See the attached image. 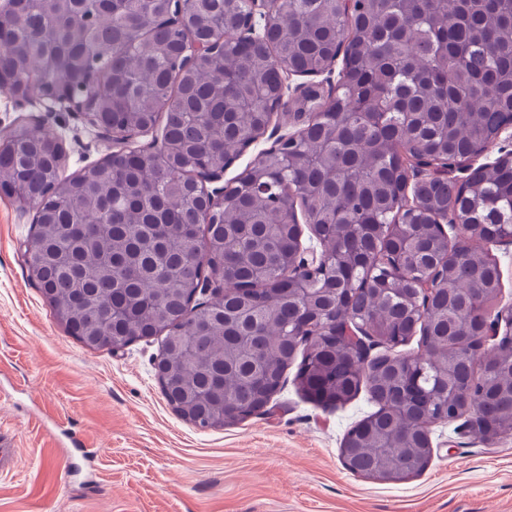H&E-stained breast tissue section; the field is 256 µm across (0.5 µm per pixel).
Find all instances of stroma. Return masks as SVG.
<instances>
[{
  "mask_svg": "<svg viewBox=\"0 0 512 512\" xmlns=\"http://www.w3.org/2000/svg\"><path fill=\"white\" fill-rule=\"evenodd\" d=\"M22 115L63 131L64 175L111 151L79 113L21 109L0 88V126ZM34 225L0 195V436L12 443L0 512H512V435L489 446L460 422L436 425L420 477L348 470L342 439L373 410L363 391L324 409L290 381L274 414L197 429L164 397L157 341L91 351L54 319L21 250Z\"/></svg>",
  "mask_w": 512,
  "mask_h": 512,
  "instance_id": "1",
  "label": "stroma"
}]
</instances>
